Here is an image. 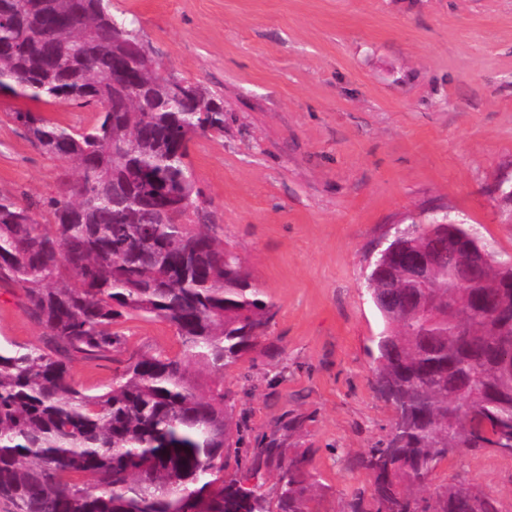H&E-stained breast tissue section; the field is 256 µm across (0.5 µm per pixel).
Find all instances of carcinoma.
<instances>
[{"label":"carcinoma","instance_id":"carcinoma-1","mask_svg":"<svg viewBox=\"0 0 512 512\" xmlns=\"http://www.w3.org/2000/svg\"><path fill=\"white\" fill-rule=\"evenodd\" d=\"M187 88L181 97L161 79L136 20L117 18L109 0H0V91L101 109L83 129L12 113L74 177L42 203L48 224L33 203L0 194V284L22 292L44 330L0 345V504L11 512H321L314 449L286 464L273 446L242 455L224 373L259 350L275 310L209 233L188 158L195 137L224 132V100ZM469 233L406 224L372 263L375 378L395 418L386 441L356 458L373 482L347 512H465L475 497L500 512L486 490L420 496L439 462L512 442V324L502 319L512 288L504 261L479 255ZM454 255L478 256L467 287ZM134 317L170 323L179 352L132 354L105 388L78 386L73 361L122 352L113 326ZM273 464L270 498L262 479Z\"/></svg>","mask_w":512,"mask_h":512}]
</instances>
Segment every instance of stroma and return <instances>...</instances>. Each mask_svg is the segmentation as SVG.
Masks as SVG:
<instances>
[{
    "label": "stroma",
    "instance_id": "1",
    "mask_svg": "<svg viewBox=\"0 0 512 512\" xmlns=\"http://www.w3.org/2000/svg\"><path fill=\"white\" fill-rule=\"evenodd\" d=\"M136 15L162 71L224 98V132L197 136L190 163L210 233L274 303L260 353L224 376L245 447L316 449L324 512L370 483L352 461L386 439L394 412L369 349L381 318L366 293L393 227L434 217L472 225L512 257V0H111ZM0 94V193L59 195L69 166L45 153ZM125 352L179 349L161 320L120 326ZM42 328L0 287V341ZM124 354L75 361L86 389ZM300 416L299 430L287 422ZM492 491L512 512V458L460 454L430 490Z\"/></svg>",
    "mask_w": 512,
    "mask_h": 512
}]
</instances>
